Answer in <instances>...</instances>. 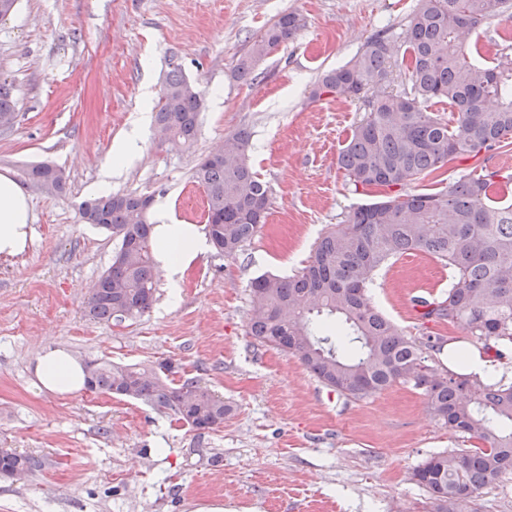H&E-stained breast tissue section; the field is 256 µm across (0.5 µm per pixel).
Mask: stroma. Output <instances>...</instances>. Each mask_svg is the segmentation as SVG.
Returning <instances> with one entry per match:
<instances>
[{
    "mask_svg": "<svg viewBox=\"0 0 512 512\" xmlns=\"http://www.w3.org/2000/svg\"><path fill=\"white\" fill-rule=\"evenodd\" d=\"M417 4L18 0L0 19V79L17 100L14 123L0 127V174L25 182L30 164L49 161L67 176L60 195L27 184L33 240L20 255H0V449L43 463L26 479L0 478V512H433L414 469L472 444L435 420L421 390L397 383L350 399L247 334L251 280L300 270L331 225L378 199V190L355 189L337 162L365 116L360 103L312 92L371 36H401ZM290 11L305 26L249 78H235L250 42ZM511 25L502 17L473 34L480 63L512 56ZM175 65L203 97L194 147L172 150L145 124L111 192L154 195L168 202L172 222L204 226L194 168L245 128L248 161L271 189L266 224L235 257L200 255L177 300L161 275L142 318L93 321L83 301L116 242L83 223L78 206L98 196L115 143L142 110L155 109ZM493 170L512 173V148L451 163L412 189ZM447 290V267L414 253L384 265L369 297L405 335L441 339L444 363L447 345H477L416 309L417 297ZM47 344L86 365L172 360L232 412L219 428L195 431L132 399L39 389L34 357Z\"/></svg>",
    "mask_w": 512,
    "mask_h": 512,
    "instance_id": "1",
    "label": "stroma"
}]
</instances>
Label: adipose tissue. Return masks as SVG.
I'll list each match as a JSON object with an SVG mask.
<instances>
[{"label":"adipose tissue","mask_w":512,"mask_h":512,"mask_svg":"<svg viewBox=\"0 0 512 512\" xmlns=\"http://www.w3.org/2000/svg\"><path fill=\"white\" fill-rule=\"evenodd\" d=\"M32 215L27 192L11 177L0 175V255L14 256L26 250L32 239ZM208 248V242L193 224H158L154 227V257L170 286H177L184 271ZM42 389L68 393L80 389L86 371L64 350L43 348L35 364Z\"/></svg>","instance_id":"adipose-tissue-1"}]
</instances>
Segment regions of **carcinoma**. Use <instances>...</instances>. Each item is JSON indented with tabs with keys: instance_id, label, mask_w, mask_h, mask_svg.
Wrapping results in <instances>:
<instances>
[{
	"instance_id": "carcinoma-1",
	"label": "carcinoma",
	"mask_w": 512,
	"mask_h": 512,
	"mask_svg": "<svg viewBox=\"0 0 512 512\" xmlns=\"http://www.w3.org/2000/svg\"><path fill=\"white\" fill-rule=\"evenodd\" d=\"M512 19V0H419L402 36L371 37L347 65L320 77L313 96L327 93L359 101L366 112L338 161L355 188L381 190L380 201L358 207L318 241L310 262L289 277L262 274L250 283L248 334L298 358L321 382L339 393L366 399L397 382L422 390L441 425L479 447L431 456L412 474L429 495L434 512H472L483 487L512 473V382L479 378L428 364L431 340L404 335L371 304L368 288L391 259L424 252L448 265V293L425 299L422 317L467 331L484 347L512 343V205L498 196L512 176L497 171L464 177L434 192L407 186L463 157L512 146V59L486 66L472 58V33L494 18ZM291 11L249 45L236 75L250 77L260 62L304 27ZM396 68L408 71L410 89L383 88ZM448 102L454 124L422 108ZM201 94L170 72L153 122L170 146L190 149L197 140ZM10 84L0 80V115L14 113ZM250 132L224 138L194 170L207 204L205 232L213 247L233 257L258 234L270 202V188L247 157ZM28 180L66 188L64 171L42 161L29 166ZM149 195L102 194L79 205L81 220L109 232L118 248L112 264L84 302L98 322L133 321L152 307L155 294ZM96 389L141 401L176 417L193 430L224 424L231 407L200 391L170 360L153 367L103 363L88 367ZM41 468L34 457L0 450V471Z\"/></svg>"
}]
</instances>
